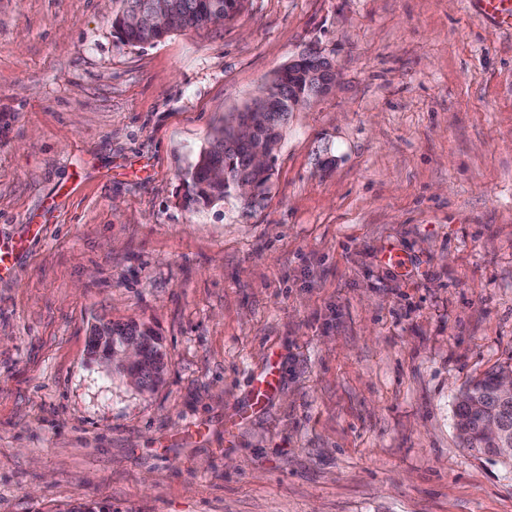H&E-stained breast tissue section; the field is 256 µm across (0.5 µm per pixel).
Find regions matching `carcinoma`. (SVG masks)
I'll return each instance as SVG.
<instances>
[{"instance_id":"1","label":"carcinoma","mask_w":512,"mask_h":512,"mask_svg":"<svg viewBox=\"0 0 512 512\" xmlns=\"http://www.w3.org/2000/svg\"><path fill=\"white\" fill-rule=\"evenodd\" d=\"M136 0H114L112 27L120 39L131 45H151L174 32L198 31L207 27L211 15L221 13L233 20L244 9L247 0H152L163 22L151 30L125 22V14ZM314 61L301 58L281 68L265 83L260 94L237 112L224 115L207 135L205 143L182 174L187 191L183 202L188 208L214 206L237 195V186L244 181L264 197L274 174L277 145L290 115L311 105L318 97L308 79ZM251 118L255 133L251 140H242L237 132L240 122ZM258 148L268 156L266 164L254 166L251 156ZM90 354L101 364L110 361L113 348L126 336L142 337L147 367L138 388L152 390L162 380L165 364L161 337L144 323H99L90 330ZM512 371V363L501 365L472 381L456 398L454 428L462 447L490 461H497V441L484 435L486 422H498L512 430V398L502 399L496 392L497 377Z\"/></svg>"}]
</instances>
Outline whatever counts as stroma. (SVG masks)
Instances as JSON below:
<instances>
[{"instance_id":"stroma-1","label":"stroma","mask_w":512,"mask_h":512,"mask_svg":"<svg viewBox=\"0 0 512 512\" xmlns=\"http://www.w3.org/2000/svg\"><path fill=\"white\" fill-rule=\"evenodd\" d=\"M113 0H0V512H512L458 390L512 358V27L475 0H249L121 42ZM317 47L271 188L191 210L225 113ZM164 339L152 393L89 358ZM276 363L259 411L224 423ZM90 336V354L101 365L109 363L113 348L121 345L124 336H135L126 339L119 351V357L126 369L128 381L133 385L138 383L140 378L138 368L144 364L146 358L148 366L145 368L142 380L137 387L141 390H152L161 382L165 371L163 345L161 337L153 327L135 321L126 323L106 322L93 325ZM136 336L142 337V342ZM122 365L117 363L113 366V374L118 373L122 376Z\"/></svg>"}]
</instances>
